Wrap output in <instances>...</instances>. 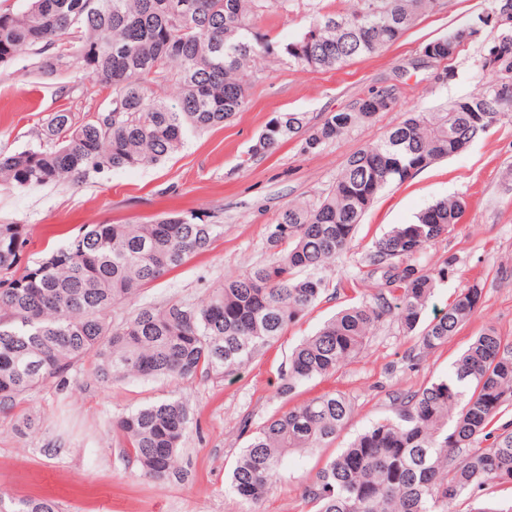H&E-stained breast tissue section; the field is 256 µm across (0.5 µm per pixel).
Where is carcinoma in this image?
<instances>
[{"mask_svg": "<svg viewBox=\"0 0 512 512\" xmlns=\"http://www.w3.org/2000/svg\"><path fill=\"white\" fill-rule=\"evenodd\" d=\"M290 0H22L0 5V67L35 57L44 79L75 78L112 87V98L82 119L68 108L41 124L40 142L0 154V187L24 190L160 163L190 134L221 126L245 109L257 58L286 57L311 69H334L396 42L435 0H355L347 12H325L310 0V22L291 41L258 27ZM468 25L425 43L420 55L441 63L466 43ZM488 78L472 95L434 112H409L377 143L350 155L318 196L288 203L268 225L272 256L224 279L199 302L172 299L124 314L141 290L205 251L224 225L167 214L143 224H87L64 246L0 279V409L62 383L95 359L108 386L131 378L170 381L224 377L249 365L308 314L328 290L321 272L348 248L378 195L431 164L464 152L508 120L498 88L512 81V53L483 57ZM177 101L160 96L168 86ZM377 113L356 103L310 123L305 112L272 117L250 147L264 155L305 135L316 151ZM463 197L440 200L412 223L391 227L358 262V277L375 293L349 303L292 350L281 372L283 394L330 376L360 354L383 323L416 337L420 352L448 344L483 303L475 283L431 320L425 310L453 271L448 258L422 265L427 247L465 213ZM27 227L0 224V271L17 266ZM512 343L493 329L474 337L444 377L392 396L391 414L371 423L330 457L305 486L310 512H512V497L485 496L491 483L512 486ZM353 415L342 393L325 392L257 426L247 435L230 487L256 512L281 478L285 455L325 448ZM191 410L171 396L119 417L123 454L141 475L179 473L178 454ZM490 442L478 448L479 440ZM0 512H59L50 498L0 496Z\"/></svg>", "mask_w": 512, "mask_h": 512, "instance_id": "carcinoma-1", "label": "carcinoma"}]
</instances>
